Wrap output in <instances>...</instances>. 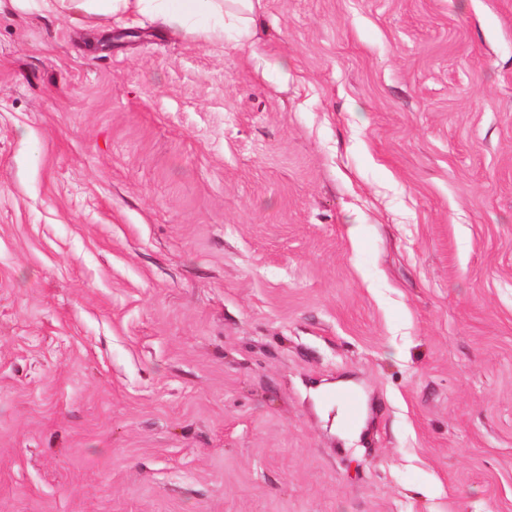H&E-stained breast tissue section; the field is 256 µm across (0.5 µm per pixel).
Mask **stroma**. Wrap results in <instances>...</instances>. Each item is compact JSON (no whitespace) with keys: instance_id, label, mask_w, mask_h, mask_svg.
<instances>
[{"instance_id":"stroma-1","label":"stroma","mask_w":512,"mask_h":512,"mask_svg":"<svg viewBox=\"0 0 512 512\" xmlns=\"http://www.w3.org/2000/svg\"><path fill=\"white\" fill-rule=\"evenodd\" d=\"M0 512H512V0H0ZM157 0H13L21 7H43L49 11H74L96 15H120L118 20L135 21L134 16L141 13L148 4ZM150 2V3H149ZM157 9L171 22L183 25L218 20L221 30L226 26L236 29L240 39H248L253 22L254 0H160ZM326 400L330 403H340L344 411V425L357 427L364 419L365 409L358 392L352 388H337L325 394Z\"/></svg>"}]
</instances>
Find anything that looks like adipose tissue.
Here are the masks:
<instances>
[{
    "label": "adipose tissue",
    "instance_id": "adipose-tissue-1",
    "mask_svg": "<svg viewBox=\"0 0 512 512\" xmlns=\"http://www.w3.org/2000/svg\"><path fill=\"white\" fill-rule=\"evenodd\" d=\"M20 6L29 5L49 11H74L96 15H120L133 19L148 4L169 21L183 25L210 19L234 27L239 38L250 35L254 0H18Z\"/></svg>",
    "mask_w": 512,
    "mask_h": 512
}]
</instances>
